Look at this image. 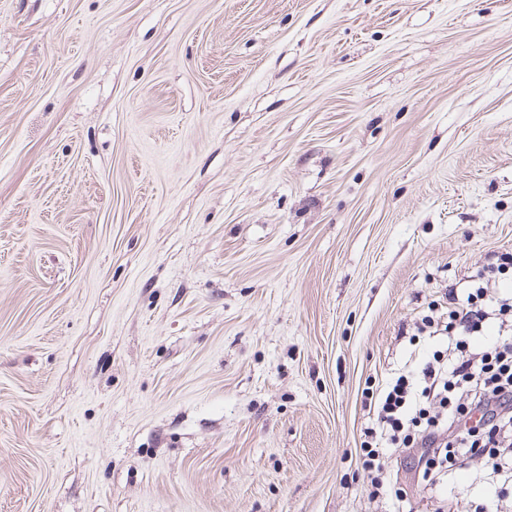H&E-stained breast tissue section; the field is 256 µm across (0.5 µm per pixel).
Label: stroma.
I'll return each mask as SVG.
<instances>
[{
	"instance_id": "obj_1",
	"label": "stroma",
	"mask_w": 512,
	"mask_h": 512,
	"mask_svg": "<svg viewBox=\"0 0 512 512\" xmlns=\"http://www.w3.org/2000/svg\"><path fill=\"white\" fill-rule=\"evenodd\" d=\"M512 252V0H0V512H512L366 387Z\"/></svg>"
}]
</instances>
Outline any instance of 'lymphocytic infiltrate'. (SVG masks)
I'll list each match as a JSON object with an SVG mask.
<instances>
[{
  "mask_svg": "<svg viewBox=\"0 0 512 512\" xmlns=\"http://www.w3.org/2000/svg\"><path fill=\"white\" fill-rule=\"evenodd\" d=\"M496 281L478 287L476 301L448 304V320L430 323L448 334L447 360L418 370V387L398 376L375 406L376 426L361 447L373 490L383 487L387 451L411 449L419 477L437 483L464 459L484 458L493 476L512 479V295ZM496 326L499 341L476 348L474 336Z\"/></svg>",
  "mask_w": 512,
  "mask_h": 512,
  "instance_id": "f902f5d3",
  "label": "lymphocytic infiltrate"
}]
</instances>
